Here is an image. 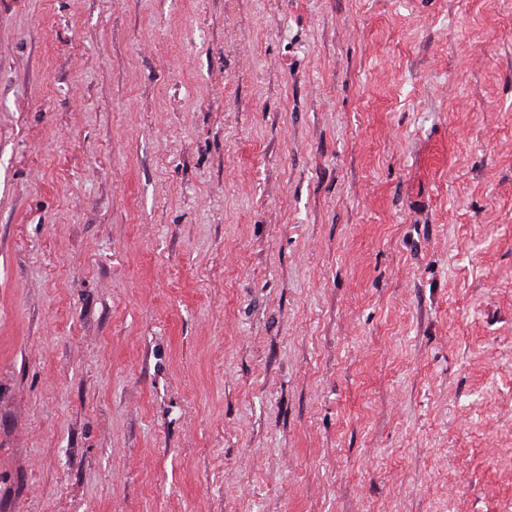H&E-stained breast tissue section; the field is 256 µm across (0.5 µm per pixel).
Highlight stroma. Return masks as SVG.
<instances>
[{
  "label": "stroma",
  "instance_id": "1",
  "mask_svg": "<svg viewBox=\"0 0 512 512\" xmlns=\"http://www.w3.org/2000/svg\"><path fill=\"white\" fill-rule=\"evenodd\" d=\"M0 512H512V0H0Z\"/></svg>",
  "mask_w": 512,
  "mask_h": 512
}]
</instances>
